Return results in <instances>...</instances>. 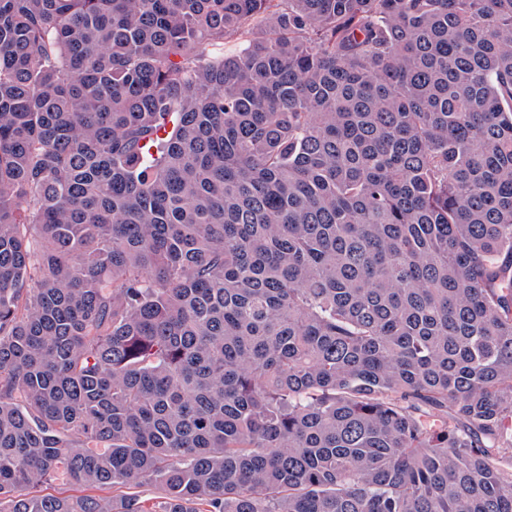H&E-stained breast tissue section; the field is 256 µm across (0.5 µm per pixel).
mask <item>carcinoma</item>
I'll list each match as a JSON object with an SVG mask.
<instances>
[{
	"label": "carcinoma",
	"instance_id": "obj_1",
	"mask_svg": "<svg viewBox=\"0 0 512 512\" xmlns=\"http://www.w3.org/2000/svg\"><path fill=\"white\" fill-rule=\"evenodd\" d=\"M0 512H512V0H0Z\"/></svg>",
	"mask_w": 512,
	"mask_h": 512
}]
</instances>
